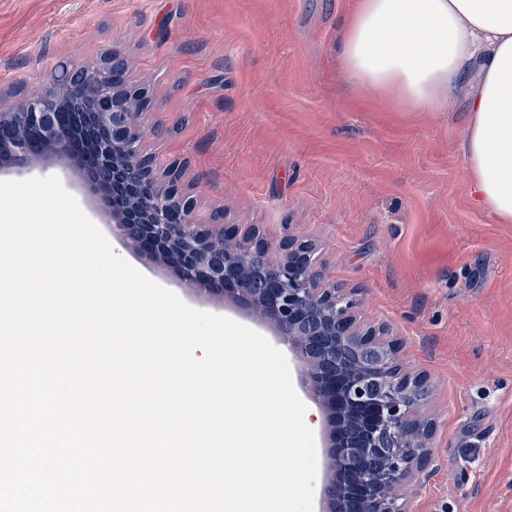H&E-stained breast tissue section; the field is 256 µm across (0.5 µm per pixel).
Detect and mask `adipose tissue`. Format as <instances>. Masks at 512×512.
<instances>
[{"mask_svg":"<svg viewBox=\"0 0 512 512\" xmlns=\"http://www.w3.org/2000/svg\"><path fill=\"white\" fill-rule=\"evenodd\" d=\"M342 60L355 83L405 109L461 102L472 201L512 223V0H359Z\"/></svg>","mask_w":512,"mask_h":512,"instance_id":"adipose-tissue-1","label":"adipose tissue"}]
</instances>
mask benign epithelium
Segmentation results:
<instances>
[{
  "mask_svg": "<svg viewBox=\"0 0 512 512\" xmlns=\"http://www.w3.org/2000/svg\"><path fill=\"white\" fill-rule=\"evenodd\" d=\"M79 80L84 97L105 104L88 122L63 111ZM148 106L146 88H115L101 64L82 77L62 65L50 93L0 106V172L52 158L79 164L106 217L141 254L172 264L186 287L220 292L271 323L307 359L303 385L327 411L325 508L407 512L431 456L432 422L418 414L425 378L403 371L400 344L383 340V328L359 322L354 292L322 285L311 244L285 240L272 262L258 228L198 224L177 185L180 168L163 181L137 147Z\"/></svg>",
  "mask_w": 512,
  "mask_h": 512,
  "instance_id": "7a95c632",
  "label": "benign epithelium"
}]
</instances>
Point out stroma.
<instances>
[{
  "instance_id": "35a3bbf8",
  "label": "stroma",
  "mask_w": 512,
  "mask_h": 512,
  "mask_svg": "<svg viewBox=\"0 0 512 512\" xmlns=\"http://www.w3.org/2000/svg\"><path fill=\"white\" fill-rule=\"evenodd\" d=\"M354 0H0V101L48 93L58 65L106 53L148 90L139 143L179 161L201 224L311 242L325 283L356 290L361 322L426 378L433 456L409 512H512V224L475 207L464 109L409 112L341 62ZM58 176L119 253L188 305L278 343L217 292L185 287L107 223L82 171Z\"/></svg>"
}]
</instances>
